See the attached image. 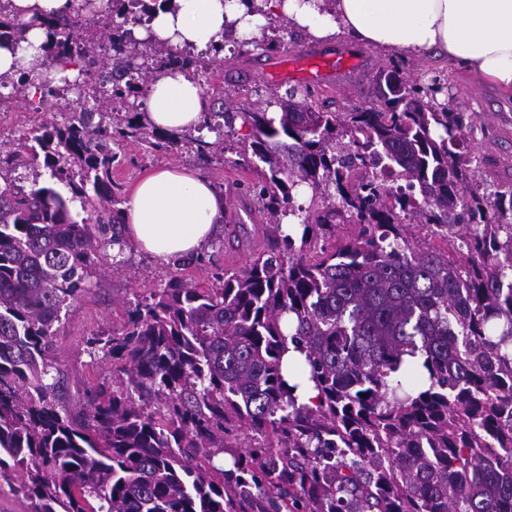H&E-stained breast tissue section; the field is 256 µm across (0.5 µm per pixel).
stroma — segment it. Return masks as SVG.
<instances>
[{
    "label": "stroma",
    "instance_id": "stroma-1",
    "mask_svg": "<svg viewBox=\"0 0 512 512\" xmlns=\"http://www.w3.org/2000/svg\"><path fill=\"white\" fill-rule=\"evenodd\" d=\"M282 45L274 52L254 46H236L225 51L223 65H210L199 82L207 97L209 111L223 107L248 110L258 104H268L275 96L285 95L292 87L303 84L300 74L289 72L287 60L304 50L332 58L348 55L351 69L333 84L313 89L310 101L322 110L344 112L354 106H369L371 86L376 71L388 65L392 57L383 50L359 45L344 36L314 39L298 29L287 26L285 19L271 20ZM405 68L411 75L430 79L440 77L450 87L449 105L465 115L466 123L474 128L472 153L481 163L473 171L470 184L480 194L493 192L499 186L512 185V94L506 95L492 84L480 81L446 59L436 57L408 58ZM207 142L222 141V157L200 154L196 144L183 141L167 151L150 152L140 141L129 139L116 145L119 162L112 179L123 192L146 172L163 167H186L208 177L223 193L227 210L224 222L205 251L202 265L179 266L164 262L127 246L123 252L108 249L107 254L121 257L122 271H113L109 263L96 269L89 278L81 298L63 318L56 347L62 362L64 385L60 391L63 401L76 403L79 393L97 384L112 373V361L103 355H90L87 338L101 330H117L124 323V306L170 276L178 275L201 285L210 269L221 266L234 271L243 270L251 256L266 247L263 235L264 218L250 213V201L245 188L257 178L251 168L235 164L236 149L247 139L249 128L236 124L225 138L202 130Z\"/></svg>",
    "mask_w": 512,
    "mask_h": 512
}]
</instances>
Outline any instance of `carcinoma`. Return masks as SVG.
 Masks as SVG:
<instances>
[{
    "mask_svg": "<svg viewBox=\"0 0 512 512\" xmlns=\"http://www.w3.org/2000/svg\"><path fill=\"white\" fill-rule=\"evenodd\" d=\"M168 2L46 23V61L77 67L72 79L0 75V102L34 88V112L75 92L62 122L0 150V480L32 512H512V187L467 191L464 113L440 80L396 62L375 74L369 107L315 110L291 90L275 114L204 113L218 134L238 118L251 130L238 164L258 174L247 192L265 250L240 272L212 269L207 288L174 275L151 289L120 331L87 340L112 380L59 402L62 313L101 251L126 246L110 143L192 140L151 129L135 104L114 123L115 104L171 66L196 76L226 42H256L233 22L198 55L134 38L127 25ZM34 25L0 0V41ZM40 157L87 217L16 181ZM306 186L320 203L297 209ZM341 224L353 227L342 239ZM417 228L448 249L415 244ZM292 348L318 390L311 406L283 375ZM241 433L256 446L234 453ZM224 453L230 469L214 462Z\"/></svg>",
    "mask_w": 512,
    "mask_h": 512,
    "instance_id": "cac0c4a2",
    "label": "carcinoma"
}]
</instances>
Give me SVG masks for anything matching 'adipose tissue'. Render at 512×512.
Instances as JSON below:
<instances>
[{"mask_svg":"<svg viewBox=\"0 0 512 512\" xmlns=\"http://www.w3.org/2000/svg\"><path fill=\"white\" fill-rule=\"evenodd\" d=\"M78 0H11L22 18H39L21 43L0 42V74L44 61L47 22L72 13ZM267 13L317 39L345 33L353 42L406 57L438 52L504 92H512V0H267ZM235 23L240 37L260 32L264 15L247 13L239 0H167L151 23L169 47L203 49ZM206 107L199 82L171 70L151 82L145 120L155 130L197 128ZM224 196L207 177L161 168L144 175L124 208L125 232L136 247L166 261L200 253L224 220Z\"/></svg>","mask_w":512,"mask_h":512,"instance_id":"ef3b65f1","label":"adipose tissue"}]
</instances>
